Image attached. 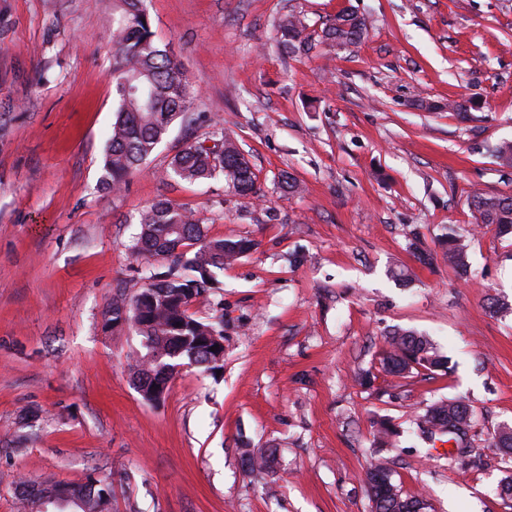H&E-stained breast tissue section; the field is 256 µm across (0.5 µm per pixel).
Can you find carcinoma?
<instances>
[{
    "mask_svg": "<svg viewBox=\"0 0 512 512\" xmlns=\"http://www.w3.org/2000/svg\"><path fill=\"white\" fill-rule=\"evenodd\" d=\"M369 18L341 10L322 30L321 42L355 44L367 34ZM305 17L290 14L279 22L276 41L293 54L306 44ZM112 84L115 119L103 155L102 185L115 191L149 159L173 123L184 118L194 98V89L181 74L166 49L156 40L144 0H112ZM499 166L512 169V142L503 141L493 150ZM224 176L228 188L241 197H256L257 175L238 141L228 134L211 147L191 143L178 151L163 171L166 178L200 182ZM475 223L492 227L500 236L512 234V196L489 195L472 190L467 195ZM138 231L130 251L147 260H161L164 270L146 276L145 284L131 300L114 299L107 304L105 324L114 331L126 325L143 337L144 351L131 363L133 381L150 389L168 358L195 360L213 374L224 367L223 349L211 350L207 337L224 336V315L201 320L190 312L197 298L210 291L213 270L224 269L254 248L242 238H209L200 218L166 199L147 205L138 215ZM199 248L188 255L185 247ZM442 258L460 275L467 274L468 245L462 234L450 227L438 240ZM384 373L406 377L423 369L448 373V357L433 341L414 330L396 328L384 334L379 353ZM470 407L461 399L439 400L414 419L416 428L430 440L454 441L459 452L469 447L474 426ZM376 444H392L398 429L389 418L373 422ZM490 446L512 456V426L494 433ZM373 512H417V497L403 495L390 474L369 476ZM85 504L83 512H106L111 500L109 486L88 481L76 486Z\"/></svg>",
    "mask_w": 512,
    "mask_h": 512,
    "instance_id": "obj_1",
    "label": "carcinoma"
}]
</instances>
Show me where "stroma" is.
I'll return each instance as SVG.
<instances>
[{
  "instance_id": "1",
  "label": "stroma",
  "mask_w": 512,
  "mask_h": 512,
  "mask_svg": "<svg viewBox=\"0 0 512 512\" xmlns=\"http://www.w3.org/2000/svg\"><path fill=\"white\" fill-rule=\"evenodd\" d=\"M145 6L197 95L115 195L100 184L112 0H0V512H22L20 482L91 478L109 484L111 512H371L377 463L428 512H512L497 494L512 460L489 445L512 425V312L487 304H512V236L475 231L467 204L473 187L512 196V169L487 151L512 140V0ZM344 7L371 26L328 47L319 35ZM291 13L309 38L293 55L276 42ZM224 131L258 198L220 177L159 178L184 146ZM285 173L303 194L283 189ZM157 199L193 208L208 236L255 247L191 305L224 317L222 374L185 365L150 404L130 370L141 338L106 329L104 310L145 284L149 264L128 244ZM451 224L470 237L463 278L439 256ZM397 327L430 336L454 374L378 375ZM367 372L371 385L358 384ZM440 398L473 411L464 455L409 431ZM385 415L407 432L382 448L372 423ZM265 448L278 451L273 468L244 473L242 451Z\"/></svg>"
}]
</instances>
